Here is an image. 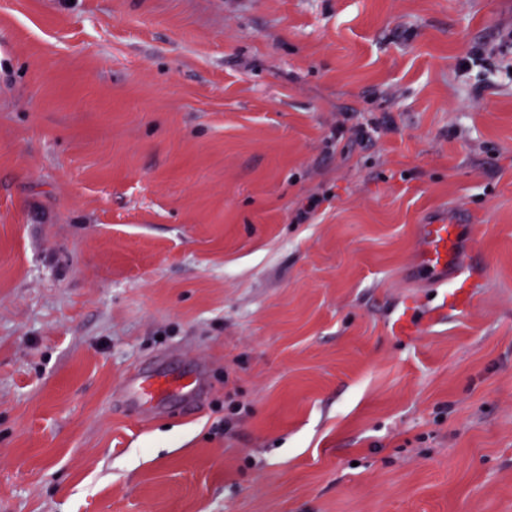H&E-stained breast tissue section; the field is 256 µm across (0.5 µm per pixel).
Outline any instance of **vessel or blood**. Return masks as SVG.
Returning <instances> with one entry per match:
<instances>
[{"mask_svg":"<svg viewBox=\"0 0 512 512\" xmlns=\"http://www.w3.org/2000/svg\"><path fill=\"white\" fill-rule=\"evenodd\" d=\"M464 237L463 225L457 223L427 224L422 229L417 251V268L423 276L443 286V306L455 311L467 309L472 302V271L462 264L456 251ZM173 381L159 372L140 379L138 391L148 401H163Z\"/></svg>","mask_w":512,"mask_h":512,"instance_id":"vessel-or-blood-1","label":"vessel or blood"}]
</instances>
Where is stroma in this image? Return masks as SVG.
Masks as SVG:
<instances>
[{
  "instance_id": "1",
  "label": "stroma",
  "mask_w": 512,
  "mask_h": 512,
  "mask_svg": "<svg viewBox=\"0 0 512 512\" xmlns=\"http://www.w3.org/2000/svg\"><path fill=\"white\" fill-rule=\"evenodd\" d=\"M511 32L512 0H0V512H512ZM447 218L464 312L410 271ZM156 366L202 370L193 413L130 391Z\"/></svg>"
}]
</instances>
